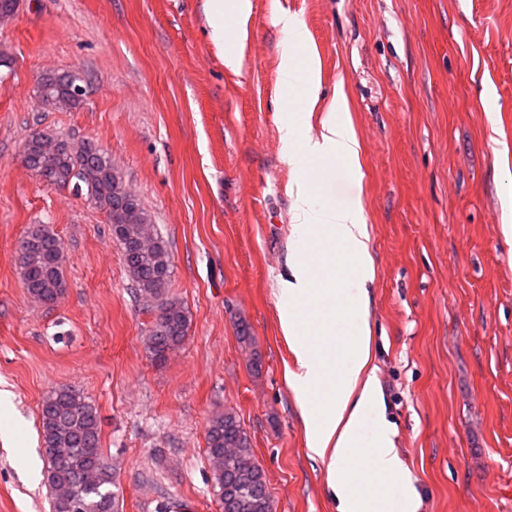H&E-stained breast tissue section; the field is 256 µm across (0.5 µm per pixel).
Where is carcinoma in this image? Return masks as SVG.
Instances as JSON below:
<instances>
[{"mask_svg": "<svg viewBox=\"0 0 512 512\" xmlns=\"http://www.w3.org/2000/svg\"><path fill=\"white\" fill-rule=\"evenodd\" d=\"M76 71L37 86V97L48 102L70 98L69 108L84 103ZM69 149L45 152L30 145V164L45 172L52 186L71 183L85 187L86 196L112 218V160L89 141L67 139ZM147 215L139 198L126 209L125 224L113 237L139 297L162 306V313L146 333L154 359L164 360L187 338L190 314L184 304L169 295L172 263L168 245ZM20 275L28 293L44 304L62 298L66 283L63 265L65 245L45 224H31L20 241ZM40 426L46 448V479L52 512H117L115 476L100 446V418L88 397L70 385L53 388L40 408ZM206 453L211 464L212 491L222 512H273L264 470L256 463L249 436L232 408L213 417L206 428Z\"/></svg>", "mask_w": 512, "mask_h": 512, "instance_id": "1", "label": "carcinoma"}]
</instances>
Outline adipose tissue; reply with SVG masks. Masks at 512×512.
<instances>
[{
    "mask_svg": "<svg viewBox=\"0 0 512 512\" xmlns=\"http://www.w3.org/2000/svg\"><path fill=\"white\" fill-rule=\"evenodd\" d=\"M251 9V0H208L212 42L223 47ZM277 23L284 35L279 86L291 98L280 121V141L289 165L301 171L293 189L297 241L288 253V273L276 289L281 331L294 356L289 383L306 430L308 455L323 468L336 512H389L387 496L365 487L362 478L402 477L392 429L380 426L366 453L358 451L363 421L380 403L369 370L372 331L366 284L373 276V259L362 198L354 196L345 205L322 202L313 191L309 168L313 162L342 163L353 186L361 187L362 147L341 92L334 94L319 136L303 135L319 99V69L305 25L287 14L279 15ZM338 252L359 267L358 274L340 284L323 278L319 266L322 258ZM340 315L354 334L330 351L326 342L336 336Z\"/></svg>",
    "mask_w": 512,
    "mask_h": 512,
    "instance_id": "obj_1",
    "label": "adipose tissue"
}]
</instances>
